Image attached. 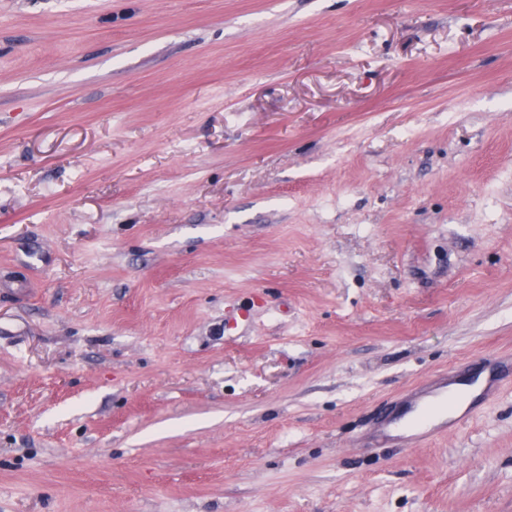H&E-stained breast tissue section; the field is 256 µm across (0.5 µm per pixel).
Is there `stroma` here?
Wrapping results in <instances>:
<instances>
[{
  "instance_id": "1",
  "label": "stroma",
  "mask_w": 512,
  "mask_h": 512,
  "mask_svg": "<svg viewBox=\"0 0 512 512\" xmlns=\"http://www.w3.org/2000/svg\"><path fill=\"white\" fill-rule=\"evenodd\" d=\"M512 0H0V512H512ZM487 380V374H481L474 384L467 385L457 383L451 385V387L454 388L461 395V398L456 406L457 411L461 412L465 410L469 406V404L481 394V392L487 386Z\"/></svg>"
}]
</instances>
